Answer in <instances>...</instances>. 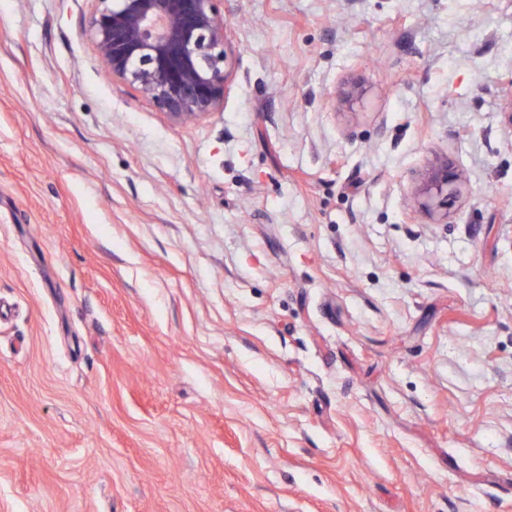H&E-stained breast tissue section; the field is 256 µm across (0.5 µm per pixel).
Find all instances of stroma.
Wrapping results in <instances>:
<instances>
[{"mask_svg":"<svg viewBox=\"0 0 512 512\" xmlns=\"http://www.w3.org/2000/svg\"><path fill=\"white\" fill-rule=\"evenodd\" d=\"M93 8L0 0V512H512V0H224L180 126ZM462 179L461 171L456 169L448 158H444L428 170L423 180L414 188V199L420 200L422 206L428 207L427 201L446 192L448 201V187H452L450 191H454L453 188L459 185Z\"/></svg>","mask_w":512,"mask_h":512,"instance_id":"35a3bbf8","label":"stroma"}]
</instances>
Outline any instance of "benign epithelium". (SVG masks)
Masks as SVG:
<instances>
[{
	"instance_id": "7a95c632",
	"label": "benign epithelium",
	"mask_w": 512,
	"mask_h": 512,
	"mask_svg": "<svg viewBox=\"0 0 512 512\" xmlns=\"http://www.w3.org/2000/svg\"><path fill=\"white\" fill-rule=\"evenodd\" d=\"M93 2L87 36L112 79L138 89L173 125L223 106L228 80L224 0ZM462 179L444 158L414 188V199L426 207Z\"/></svg>"
}]
</instances>
